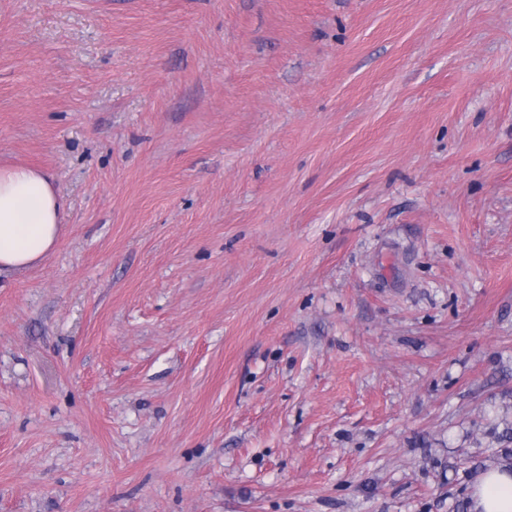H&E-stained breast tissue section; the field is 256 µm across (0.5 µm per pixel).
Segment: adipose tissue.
<instances>
[{
    "label": "adipose tissue",
    "instance_id": "1",
    "mask_svg": "<svg viewBox=\"0 0 512 512\" xmlns=\"http://www.w3.org/2000/svg\"><path fill=\"white\" fill-rule=\"evenodd\" d=\"M65 200L49 175L30 166L0 167V276L28 269L57 246ZM471 512H512V464L483 472Z\"/></svg>",
    "mask_w": 512,
    "mask_h": 512
}]
</instances>
